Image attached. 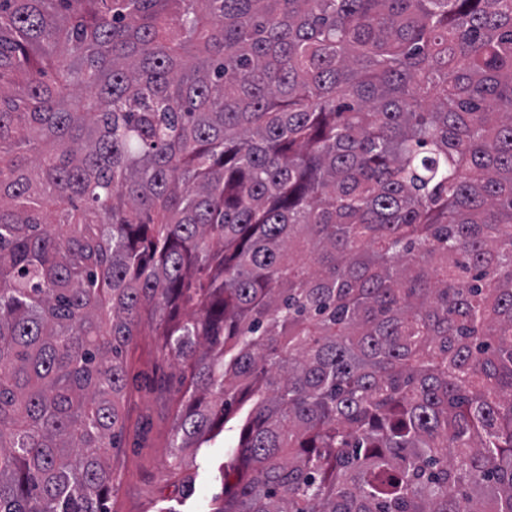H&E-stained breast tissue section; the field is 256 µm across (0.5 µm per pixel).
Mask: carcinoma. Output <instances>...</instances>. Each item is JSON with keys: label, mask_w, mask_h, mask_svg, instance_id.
<instances>
[{"label": "carcinoma", "mask_w": 512, "mask_h": 512, "mask_svg": "<svg viewBox=\"0 0 512 512\" xmlns=\"http://www.w3.org/2000/svg\"><path fill=\"white\" fill-rule=\"evenodd\" d=\"M144 325L212 512H512V0H0V512H109Z\"/></svg>", "instance_id": "cac0c4a2"}]
</instances>
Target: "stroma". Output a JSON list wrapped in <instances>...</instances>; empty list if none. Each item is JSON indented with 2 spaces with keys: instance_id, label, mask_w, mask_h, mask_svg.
<instances>
[{
  "instance_id": "35a3bbf8",
  "label": "stroma",
  "mask_w": 512,
  "mask_h": 512,
  "mask_svg": "<svg viewBox=\"0 0 512 512\" xmlns=\"http://www.w3.org/2000/svg\"><path fill=\"white\" fill-rule=\"evenodd\" d=\"M126 361L125 427L120 447L112 451L116 490L109 502L111 512H211L214 497L224 487V467L235 452V431L187 449L183 473L171 475L167 449L184 371L147 332L130 346Z\"/></svg>"
}]
</instances>
